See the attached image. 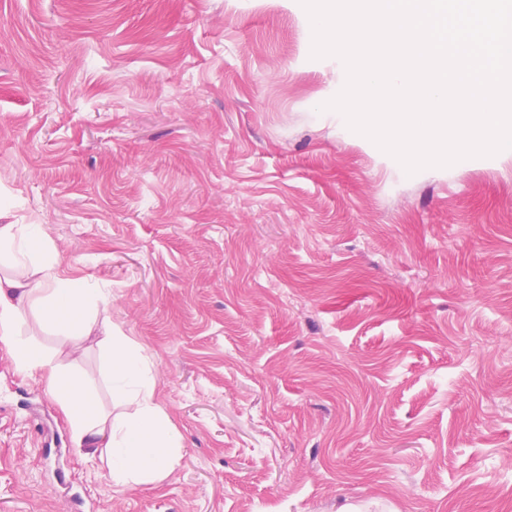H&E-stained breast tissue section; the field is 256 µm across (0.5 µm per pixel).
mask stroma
<instances>
[{"instance_id":"stroma-1","label":"stroma","mask_w":512,"mask_h":512,"mask_svg":"<svg viewBox=\"0 0 512 512\" xmlns=\"http://www.w3.org/2000/svg\"><path fill=\"white\" fill-rule=\"evenodd\" d=\"M311 46L299 0H0V222L107 289L181 443L113 484L0 344V512H512V158L405 175Z\"/></svg>"}]
</instances>
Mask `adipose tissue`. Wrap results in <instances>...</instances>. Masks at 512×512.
<instances>
[{
  "instance_id": "1",
  "label": "adipose tissue",
  "mask_w": 512,
  "mask_h": 512,
  "mask_svg": "<svg viewBox=\"0 0 512 512\" xmlns=\"http://www.w3.org/2000/svg\"><path fill=\"white\" fill-rule=\"evenodd\" d=\"M44 225L0 224V342L22 373L39 375L66 417L77 448L99 452L114 484L159 478L179 460L168 416L154 403L148 361L115 335L101 289L60 276ZM37 318L60 335L55 354L20 338L18 328ZM96 336L109 350L111 379L123 397L122 412L104 414L88 386L69 374L80 341Z\"/></svg>"
}]
</instances>
